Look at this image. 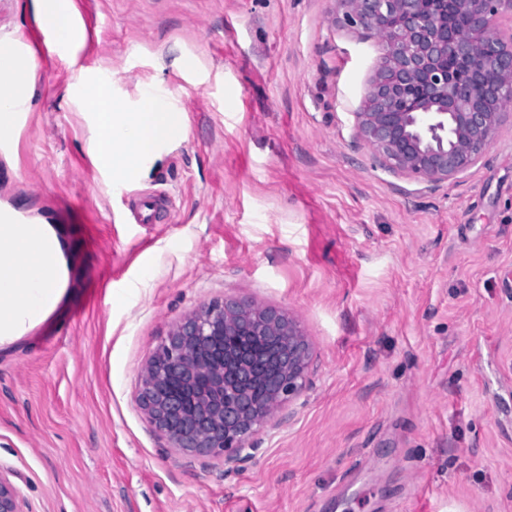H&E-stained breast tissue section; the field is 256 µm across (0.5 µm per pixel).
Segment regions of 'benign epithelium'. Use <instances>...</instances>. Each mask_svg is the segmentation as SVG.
<instances>
[{
	"label": "benign epithelium",
	"instance_id": "7a95c632",
	"mask_svg": "<svg viewBox=\"0 0 512 512\" xmlns=\"http://www.w3.org/2000/svg\"><path fill=\"white\" fill-rule=\"evenodd\" d=\"M336 19L375 32L382 54L356 113L383 165L428 184L471 168L512 113V0H336ZM311 349L282 312L234 299L179 323L145 367L140 403L187 456L250 457L252 438L306 389ZM0 512H23L0 472Z\"/></svg>",
	"mask_w": 512,
	"mask_h": 512
}]
</instances>
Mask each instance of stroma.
Returning <instances> with one entry per match:
<instances>
[{"mask_svg":"<svg viewBox=\"0 0 512 512\" xmlns=\"http://www.w3.org/2000/svg\"><path fill=\"white\" fill-rule=\"evenodd\" d=\"M0 140V211L51 225L67 292L0 350V472L24 512H512V119L457 179L385 168L357 137L377 37L335 0H73ZM170 92L189 127L106 188L70 88ZM162 193L136 223L134 193ZM235 299L299 322L310 384L246 461L185 456L138 394L185 317Z\"/></svg>","mask_w":512,"mask_h":512,"instance_id":"1","label":"stroma"}]
</instances>
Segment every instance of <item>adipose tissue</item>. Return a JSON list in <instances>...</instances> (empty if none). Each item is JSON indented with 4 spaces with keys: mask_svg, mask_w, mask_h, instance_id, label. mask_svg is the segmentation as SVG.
<instances>
[{
    "mask_svg": "<svg viewBox=\"0 0 512 512\" xmlns=\"http://www.w3.org/2000/svg\"><path fill=\"white\" fill-rule=\"evenodd\" d=\"M39 26L63 40L75 37L71 0H33ZM34 69L11 66L0 80V134L14 129L13 110L24 104L35 84ZM76 94L95 110V136L89 144L111 183L142 179L165 149L187 137L183 114L167 97L144 92L136 106L108 98L102 80L89 77ZM66 294L65 257L55 230L47 224H0V349L35 330Z\"/></svg>",
    "mask_w": 512,
    "mask_h": 512,
    "instance_id": "adipose-tissue-1",
    "label": "adipose tissue"
}]
</instances>
